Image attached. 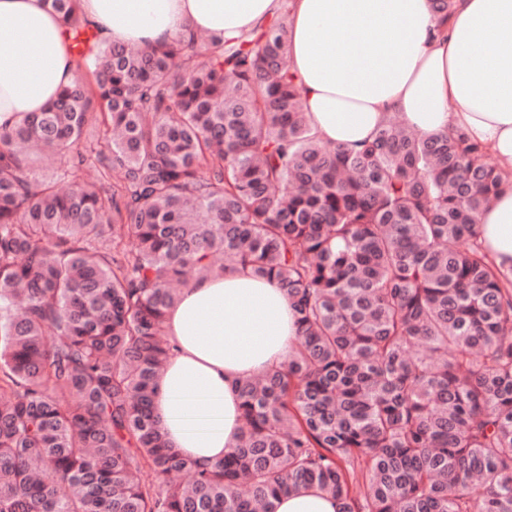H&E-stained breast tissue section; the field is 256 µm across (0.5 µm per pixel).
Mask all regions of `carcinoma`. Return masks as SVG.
Masks as SVG:
<instances>
[{
	"mask_svg": "<svg viewBox=\"0 0 512 512\" xmlns=\"http://www.w3.org/2000/svg\"><path fill=\"white\" fill-rule=\"evenodd\" d=\"M46 2L78 63L0 128V512H273L303 487L336 512H512L487 152L391 116L358 148L322 142L286 6L221 43L133 47L87 35L80 0ZM239 269L286 291L300 335L237 382L239 441L202 465L153 414L165 316Z\"/></svg>",
	"mask_w": 512,
	"mask_h": 512,
	"instance_id": "cac0c4a2",
	"label": "carcinoma"
}]
</instances>
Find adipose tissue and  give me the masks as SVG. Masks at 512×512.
<instances>
[{
	"label": "adipose tissue",
	"mask_w": 512,
	"mask_h": 512,
	"mask_svg": "<svg viewBox=\"0 0 512 512\" xmlns=\"http://www.w3.org/2000/svg\"><path fill=\"white\" fill-rule=\"evenodd\" d=\"M289 8L288 64L313 133L345 148L391 114L424 135L464 132L503 175L477 216L485 251L512 271V0H81L100 41L138 45L186 30L236 37ZM64 27L44 0H0V127L39 112L75 77ZM172 356L154 413L172 448L202 463L240 435L235 384L286 362L299 326L277 283L230 272L191 283L166 320Z\"/></svg>",
	"instance_id": "adipose-tissue-1"
}]
</instances>
